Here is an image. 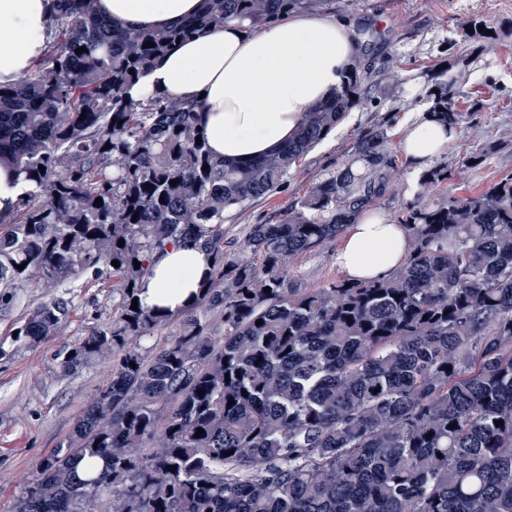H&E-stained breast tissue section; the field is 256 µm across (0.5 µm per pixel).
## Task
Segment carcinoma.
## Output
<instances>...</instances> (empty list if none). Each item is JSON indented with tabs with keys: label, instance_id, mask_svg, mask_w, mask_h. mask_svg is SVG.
Returning a JSON list of instances; mask_svg holds the SVG:
<instances>
[{
	"label": "carcinoma",
	"instance_id": "obj_1",
	"mask_svg": "<svg viewBox=\"0 0 512 512\" xmlns=\"http://www.w3.org/2000/svg\"><path fill=\"white\" fill-rule=\"evenodd\" d=\"M305 3L204 0L176 28L137 30L97 0H54L42 58L0 85V160L30 185L0 224V307L17 288L81 276L109 275L119 292L116 316L61 356L66 372L110 356L111 378L11 512H512V177L448 200L434 195L448 165L422 171L398 217L410 240L399 270L295 288L293 260L396 186L388 125L359 133L275 221L247 225L240 251L224 249L225 213L276 193L358 104L360 64L295 140L245 163L196 144V103L128 95L177 40ZM456 83L448 74L424 98L457 129ZM185 239L212 273L182 333L146 359L129 343L169 315L132 300L153 255ZM67 315L63 300L42 303L17 339L34 345Z\"/></svg>",
	"mask_w": 512,
	"mask_h": 512
}]
</instances>
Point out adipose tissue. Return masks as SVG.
Returning <instances> with one entry per match:
<instances>
[{
    "instance_id": "adipose-tissue-1",
    "label": "adipose tissue",
    "mask_w": 512,
    "mask_h": 512,
    "mask_svg": "<svg viewBox=\"0 0 512 512\" xmlns=\"http://www.w3.org/2000/svg\"><path fill=\"white\" fill-rule=\"evenodd\" d=\"M202 0H99L103 16L131 28H174L200 12ZM52 0H0V84L27 73L46 44ZM349 23L291 14L258 30L236 21L176 44L131 88L134 99L155 94L199 103L198 126L211 152L248 162L283 147L308 111L338 92L360 53ZM456 137L455 129L417 117L400 142L416 168ZM410 250L405 228L383 211H365L347 225L336 264L352 280H374L399 269ZM213 258L190 240L155 254L140 286L147 308L178 314L193 303Z\"/></svg>"
}]
</instances>
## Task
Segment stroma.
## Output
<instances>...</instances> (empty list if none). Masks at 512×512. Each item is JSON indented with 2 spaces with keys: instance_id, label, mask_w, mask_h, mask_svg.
Returning <instances> with one entry per match:
<instances>
[{
  "instance_id": "stroma-1",
  "label": "stroma",
  "mask_w": 512,
  "mask_h": 512,
  "mask_svg": "<svg viewBox=\"0 0 512 512\" xmlns=\"http://www.w3.org/2000/svg\"><path fill=\"white\" fill-rule=\"evenodd\" d=\"M310 13L348 22L354 31L376 30L374 48L360 60L368 81L382 80L380 90L361 97L346 119L292 171L272 197L224 220V246L240 248L247 225L265 222L303 196L327 170L339 167L362 132L387 121L393 139L425 111V91L440 82V65L458 77L457 101L467 112L440 162L452 169L438 197H454L512 176V39L465 40L463 28L480 17L489 30H512V0H312ZM491 148L487 161L459 168L460 157ZM336 242L302 254L293 263L298 287L319 288L341 277ZM15 304L0 310V512L36 475L37 460L67 437L79 412L108 381L111 359H95L78 371L59 366L60 352L87 335L90 328L116 313L119 300L111 278L70 279L61 288H20ZM56 297L68 303V316L53 336L34 346H15L12 330L32 307Z\"/></svg>"
}]
</instances>
